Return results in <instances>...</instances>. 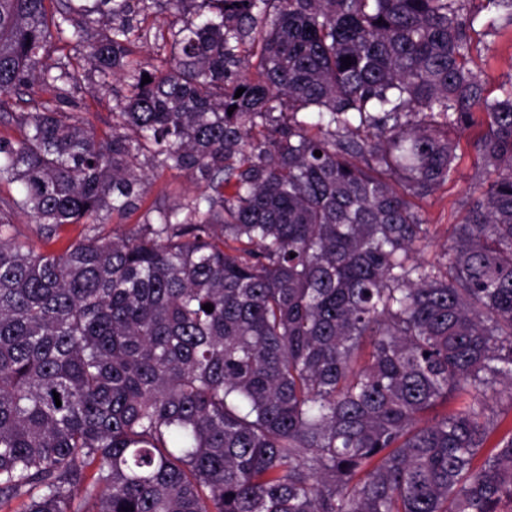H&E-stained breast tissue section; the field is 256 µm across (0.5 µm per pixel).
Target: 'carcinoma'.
<instances>
[{
    "instance_id": "obj_1",
    "label": "carcinoma",
    "mask_w": 512,
    "mask_h": 512,
    "mask_svg": "<svg viewBox=\"0 0 512 512\" xmlns=\"http://www.w3.org/2000/svg\"><path fill=\"white\" fill-rule=\"evenodd\" d=\"M209 2L0 0V509L512 512L488 404L512 403V77L491 95L472 37L512 0ZM150 4L195 10L127 70ZM79 58L125 71L109 133L62 108ZM475 127L463 216L422 261L418 202ZM143 159L204 189L112 238ZM18 211L83 234L36 252Z\"/></svg>"
}]
</instances>
